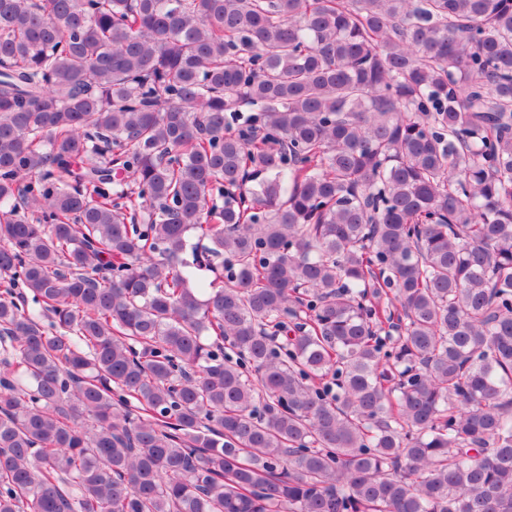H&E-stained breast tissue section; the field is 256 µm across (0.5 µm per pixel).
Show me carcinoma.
Wrapping results in <instances>:
<instances>
[{"instance_id":"carcinoma-1","label":"carcinoma","mask_w":512,"mask_h":512,"mask_svg":"<svg viewBox=\"0 0 512 512\" xmlns=\"http://www.w3.org/2000/svg\"><path fill=\"white\" fill-rule=\"evenodd\" d=\"M0 278V512H512V0H0Z\"/></svg>"}]
</instances>
